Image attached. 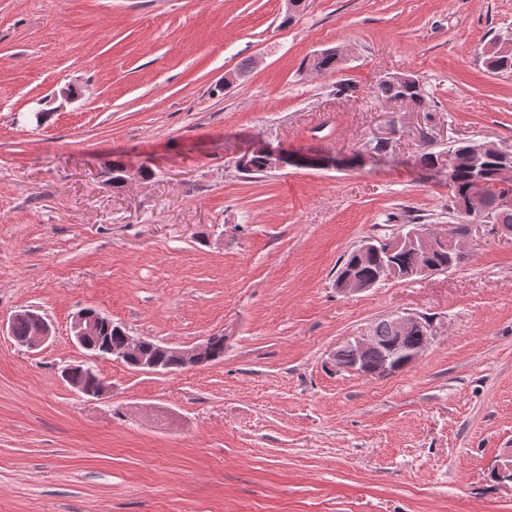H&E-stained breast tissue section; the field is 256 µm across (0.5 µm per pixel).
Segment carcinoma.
Wrapping results in <instances>:
<instances>
[{"mask_svg": "<svg viewBox=\"0 0 512 512\" xmlns=\"http://www.w3.org/2000/svg\"><path fill=\"white\" fill-rule=\"evenodd\" d=\"M340 58L336 51L327 50L312 58L310 67L317 72L336 70ZM490 67L498 71L512 70V49L503 52L495 50L490 57ZM375 96L385 102L396 105L419 106L425 97V88L420 81L412 76L393 75L378 80L373 87ZM472 142H460L445 149L425 151L420 156V163L425 168L447 166L451 171L448 181V190L452 202V210L459 211L461 201L467 199L472 186V179L479 175L485 182L484 210L475 213V217L482 219L484 224H508L512 226V202L503 201L505 190L497 184L498 169L503 164L495 154L485 155L479 165H474L472 157ZM237 168L249 173L270 172L269 163L260 157L250 156L239 162ZM463 255L448 249V245L440 242L439 235H434V246L428 252L421 248L402 245L388 250V243L379 245L375 251L362 252L355 248L340 262L336 273V280L347 276H354L368 284L383 280L385 269L392 265L400 272L412 273L424 265L443 272L460 264ZM373 334L378 341L371 347L360 351L357 347L347 345L339 353V362L343 366L357 365V370L367 373L378 366L384 359L395 361L397 369L407 367L403 358L395 355L393 348L396 343L393 329L389 319L379 321L373 327ZM125 349L123 330L116 323L104 327L100 334L89 342V352L94 357L120 359Z\"/></svg>", "mask_w": 512, "mask_h": 512, "instance_id": "carcinoma-1", "label": "carcinoma"}]
</instances>
